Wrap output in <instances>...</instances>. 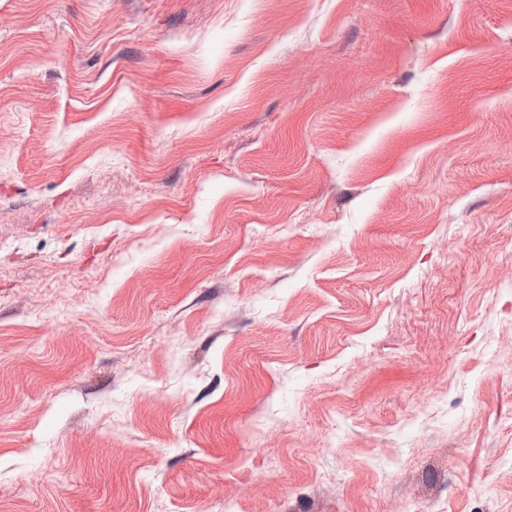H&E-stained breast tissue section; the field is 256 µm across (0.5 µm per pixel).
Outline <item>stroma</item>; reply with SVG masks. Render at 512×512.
Instances as JSON below:
<instances>
[{
	"mask_svg": "<svg viewBox=\"0 0 512 512\" xmlns=\"http://www.w3.org/2000/svg\"><path fill=\"white\" fill-rule=\"evenodd\" d=\"M0 512H512V0H0Z\"/></svg>",
	"mask_w": 512,
	"mask_h": 512,
	"instance_id": "stroma-1",
	"label": "stroma"
}]
</instances>
